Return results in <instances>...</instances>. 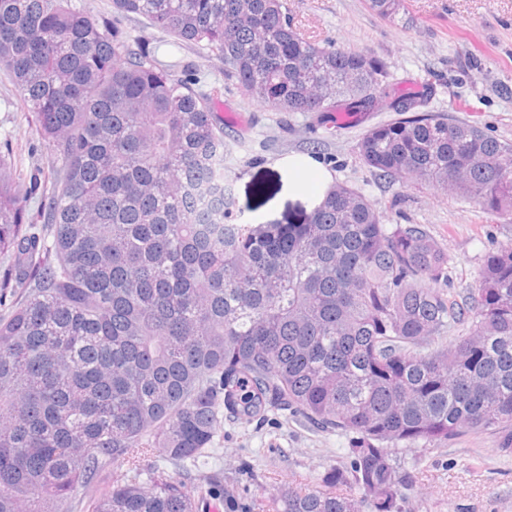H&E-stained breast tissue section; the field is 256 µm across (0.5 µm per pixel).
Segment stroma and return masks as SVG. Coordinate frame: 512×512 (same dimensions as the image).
Here are the masks:
<instances>
[{"label": "stroma", "instance_id": "obj_1", "mask_svg": "<svg viewBox=\"0 0 512 512\" xmlns=\"http://www.w3.org/2000/svg\"><path fill=\"white\" fill-rule=\"evenodd\" d=\"M293 24L320 43L372 53L401 89L429 83L430 112L467 122L512 141V0H403L395 18L367 0H287ZM150 43L163 63H177L202 82L224 89V107L239 121L224 127V188L244 222L287 223L312 211L327 185L345 183L378 206L386 224H417L448 255V286L458 298L474 288L489 251L512 243V220L488 214L449 189L406 188L377 176L360 160L357 142L368 127L395 119L380 110L360 124L329 134L313 113L273 112L225 79L218 55L175 40L133 15L121 22ZM0 152L23 176L48 171L52 158L7 71L0 69ZM309 157L313 166L300 167ZM352 437L324 432L285 414L243 423L225 419L202 471H182L160 454L145 459L174 480L223 474L245 506L262 512L283 483L322 489L328 469L349 462ZM397 463L410 481L402 512H512V452L498 436L469 433L448 444L400 450Z\"/></svg>", "mask_w": 512, "mask_h": 512}]
</instances>
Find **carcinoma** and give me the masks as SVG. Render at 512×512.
Masks as SVG:
<instances>
[{
    "label": "carcinoma",
    "mask_w": 512,
    "mask_h": 512,
    "mask_svg": "<svg viewBox=\"0 0 512 512\" xmlns=\"http://www.w3.org/2000/svg\"><path fill=\"white\" fill-rule=\"evenodd\" d=\"M383 17L402 0H368ZM217 51L224 77L274 112L398 118L357 143L375 174L448 187L512 219V142L400 93L373 54L323 46L284 0H112ZM0 68L59 167L37 224L0 155V512H243L216 475L188 485L141 465L205 461L224 418L292 411L354 434L330 489L280 487L270 512H401L398 448L490 431L512 448V245L460 302L448 256L384 224L343 183L286 224H229L223 88L161 64L74 0H0ZM472 319L449 346L435 338ZM128 467L101 489L113 461Z\"/></svg>",
    "instance_id": "carcinoma-1"
}]
</instances>
